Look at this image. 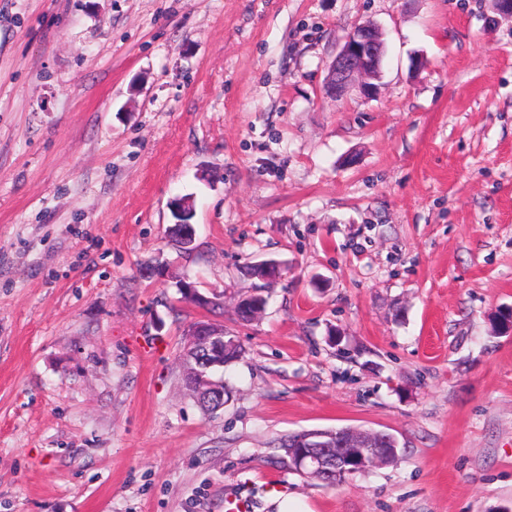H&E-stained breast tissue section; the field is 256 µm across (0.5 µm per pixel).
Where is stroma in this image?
Returning a JSON list of instances; mask_svg holds the SVG:
<instances>
[{
	"label": "stroma",
	"mask_w": 512,
	"mask_h": 512,
	"mask_svg": "<svg viewBox=\"0 0 512 512\" xmlns=\"http://www.w3.org/2000/svg\"><path fill=\"white\" fill-rule=\"evenodd\" d=\"M368 21L376 95L326 93ZM270 259L241 322L238 268ZM181 278L244 350L214 414ZM511 310L495 0H0V512H512ZM341 427L397 459L289 467L281 439ZM183 288L184 292L187 294L189 298V302L197 308L200 309H209L214 307L216 303H221L219 295L214 294L216 297L207 296L199 292L198 288L192 282H188L185 279L179 281V293L181 294V298L185 300V295L182 293L181 289Z\"/></svg>",
	"instance_id": "obj_1"
}]
</instances>
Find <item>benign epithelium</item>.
<instances>
[{"instance_id":"1","label":"benign epithelium","mask_w":512,"mask_h":512,"mask_svg":"<svg viewBox=\"0 0 512 512\" xmlns=\"http://www.w3.org/2000/svg\"><path fill=\"white\" fill-rule=\"evenodd\" d=\"M385 54L384 42L380 30L371 23L356 25L346 36L343 45L329 70L326 90L341 94L353 86L362 92L369 93L373 89L371 80L379 77ZM359 83H353L354 77ZM189 298V302L197 308L209 309L220 298L207 296L199 292L195 284L184 279L179 281ZM187 346L199 353L200 359L189 371L195 388V395L216 409L226 404L225 390L221 383L209 378L208 371L218 361L224 346V329L209 322L198 321L188 330ZM341 450L331 453L324 450L323 435L318 431H305L293 440L297 448L293 456L295 466L301 470L312 472L313 475L328 480L347 472L356 473L368 469L379 468L389 459L393 449L379 448L381 442L396 444L394 436L385 431H364L354 428L338 434Z\"/></svg>"}]
</instances>
